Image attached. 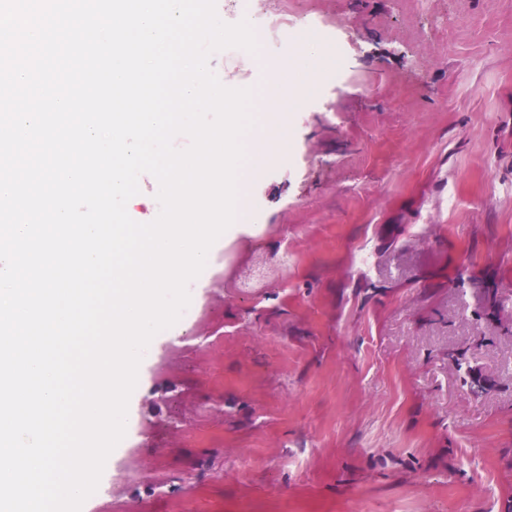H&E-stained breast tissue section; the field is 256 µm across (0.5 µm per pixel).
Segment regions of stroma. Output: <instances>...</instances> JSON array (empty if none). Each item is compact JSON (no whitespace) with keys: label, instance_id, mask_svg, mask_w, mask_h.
<instances>
[{"label":"stroma","instance_id":"obj_1","mask_svg":"<svg viewBox=\"0 0 512 512\" xmlns=\"http://www.w3.org/2000/svg\"><path fill=\"white\" fill-rule=\"evenodd\" d=\"M241 7L271 66L283 28H338L343 79L245 181L82 512H512V0ZM252 56L209 66L260 99Z\"/></svg>","mask_w":512,"mask_h":512}]
</instances>
